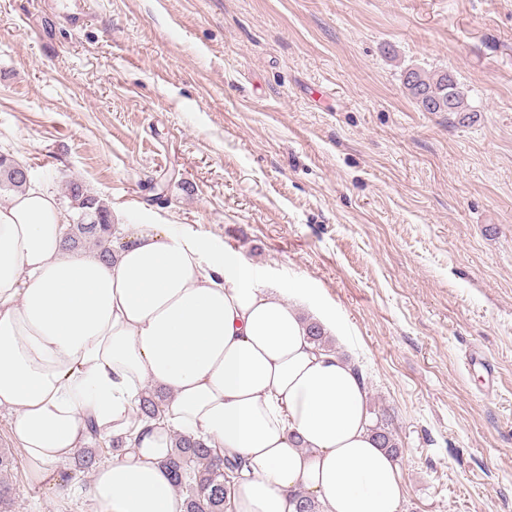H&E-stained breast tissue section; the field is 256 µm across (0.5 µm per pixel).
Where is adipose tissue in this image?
Segmentation results:
<instances>
[{"instance_id":"ef3b65f1","label":"adipose tissue","mask_w":512,"mask_h":512,"mask_svg":"<svg viewBox=\"0 0 512 512\" xmlns=\"http://www.w3.org/2000/svg\"><path fill=\"white\" fill-rule=\"evenodd\" d=\"M67 224L41 189L0 197V411L37 485L71 491L63 465L92 420L125 442L82 489L93 512H182L163 465L179 434L244 460L229 512H294L299 491L321 512H401L365 382L310 341L295 289L165 224L127 226L106 260L65 251ZM149 386L166 399L146 425Z\"/></svg>"}]
</instances>
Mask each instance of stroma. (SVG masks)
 <instances>
[{"label": "stroma", "instance_id": "1", "mask_svg": "<svg viewBox=\"0 0 512 512\" xmlns=\"http://www.w3.org/2000/svg\"><path fill=\"white\" fill-rule=\"evenodd\" d=\"M0 0V154L69 217L166 224L303 289L391 422L402 512H512V0ZM453 71L462 126L407 95ZM480 351L496 391L461 360ZM15 512H91L35 486Z\"/></svg>", "mask_w": 512, "mask_h": 512}]
</instances>
